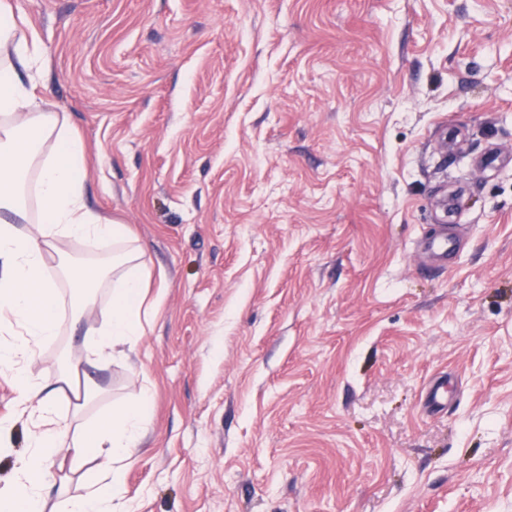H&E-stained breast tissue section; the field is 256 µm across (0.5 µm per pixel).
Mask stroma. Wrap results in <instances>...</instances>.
<instances>
[{"mask_svg": "<svg viewBox=\"0 0 512 512\" xmlns=\"http://www.w3.org/2000/svg\"><path fill=\"white\" fill-rule=\"evenodd\" d=\"M8 2L159 300L90 361L109 290L75 327L61 284L27 366L84 361L80 431L150 391L133 512H512V0ZM96 476L51 465L46 512Z\"/></svg>", "mask_w": 512, "mask_h": 512, "instance_id": "35a3bbf8", "label": "stroma"}]
</instances>
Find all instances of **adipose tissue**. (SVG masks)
<instances>
[{
	"label": "adipose tissue",
	"instance_id": "1",
	"mask_svg": "<svg viewBox=\"0 0 512 512\" xmlns=\"http://www.w3.org/2000/svg\"><path fill=\"white\" fill-rule=\"evenodd\" d=\"M42 42L23 29L7 0H0V367L11 370L17 393L13 417L0 419V447H8L18 420L32 428L30 451L0 483V512H42L45 473L61 448L74 461H97L103 473L91 491L66 501L64 512H125L119 494L123 460L142 440L149 391L139 402L82 437L71 438L67 415L57 406L62 387L77 386L83 398L97 388L79 363L62 364L54 389L30 376L25 366L58 333V283L66 281L82 303L108 287L110 311L101 326L85 331L88 350L135 348L142 334L140 311L148 278L144 253L126 227L94 213L84 197L86 151L82 139L35 89L44 68ZM28 79L20 81L18 70ZM36 225L21 233L19 223ZM62 239L94 245L108 241L111 256L64 262L59 278L46 271L44 256Z\"/></svg>",
	"mask_w": 512,
	"mask_h": 512
}]
</instances>
